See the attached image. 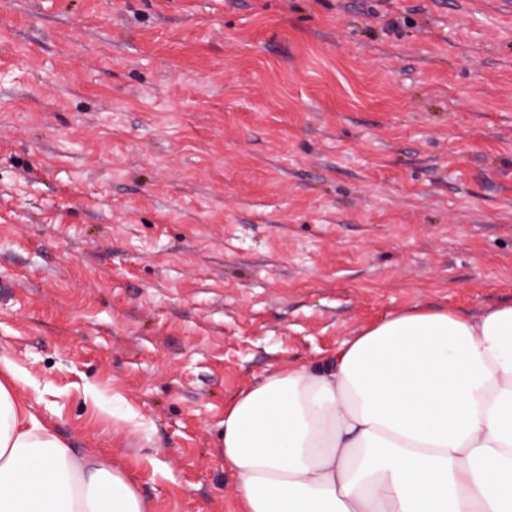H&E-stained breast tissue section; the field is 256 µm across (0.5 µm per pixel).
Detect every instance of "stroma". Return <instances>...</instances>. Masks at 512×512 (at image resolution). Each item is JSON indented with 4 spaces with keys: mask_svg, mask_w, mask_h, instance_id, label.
I'll return each mask as SVG.
<instances>
[{
    "mask_svg": "<svg viewBox=\"0 0 512 512\" xmlns=\"http://www.w3.org/2000/svg\"><path fill=\"white\" fill-rule=\"evenodd\" d=\"M511 304L512 0H0V371L154 512L268 372Z\"/></svg>",
    "mask_w": 512,
    "mask_h": 512,
    "instance_id": "stroma-1",
    "label": "stroma"
}]
</instances>
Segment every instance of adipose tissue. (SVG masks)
Here are the masks:
<instances>
[{
  "label": "adipose tissue",
  "mask_w": 512,
  "mask_h": 512,
  "mask_svg": "<svg viewBox=\"0 0 512 512\" xmlns=\"http://www.w3.org/2000/svg\"><path fill=\"white\" fill-rule=\"evenodd\" d=\"M239 512H512V305L416 307L224 410ZM0 512H153L0 375Z\"/></svg>",
  "instance_id": "adipose-tissue-1"
}]
</instances>
